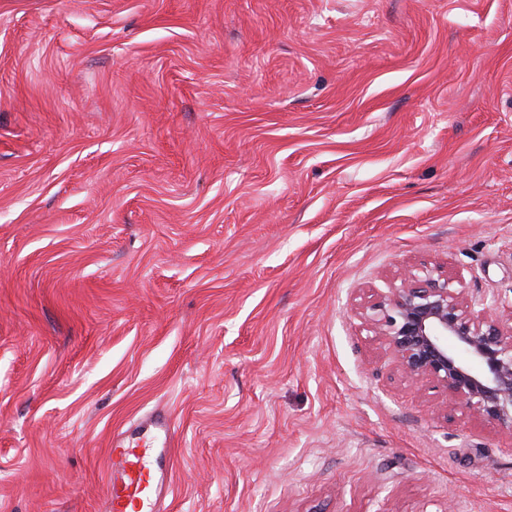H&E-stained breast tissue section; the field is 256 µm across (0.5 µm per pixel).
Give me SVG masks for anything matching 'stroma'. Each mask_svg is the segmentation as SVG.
Instances as JSON below:
<instances>
[{"mask_svg": "<svg viewBox=\"0 0 512 512\" xmlns=\"http://www.w3.org/2000/svg\"><path fill=\"white\" fill-rule=\"evenodd\" d=\"M512 305V0H0V512H512V431L361 314ZM140 434L142 437L137 436ZM171 437L168 417L158 414L142 426L141 433L112 439L109 451L112 478L105 495V511H167L163 499L166 474L158 466L157 448H169Z\"/></svg>", "mask_w": 512, "mask_h": 512, "instance_id": "obj_1", "label": "stroma"}]
</instances>
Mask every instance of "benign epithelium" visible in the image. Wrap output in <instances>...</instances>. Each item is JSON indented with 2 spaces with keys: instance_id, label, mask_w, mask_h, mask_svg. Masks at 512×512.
<instances>
[{
  "instance_id": "1",
  "label": "benign epithelium",
  "mask_w": 512,
  "mask_h": 512,
  "mask_svg": "<svg viewBox=\"0 0 512 512\" xmlns=\"http://www.w3.org/2000/svg\"><path fill=\"white\" fill-rule=\"evenodd\" d=\"M493 304L424 265L363 319L406 378L434 380L472 416L512 431V311Z\"/></svg>"
}]
</instances>
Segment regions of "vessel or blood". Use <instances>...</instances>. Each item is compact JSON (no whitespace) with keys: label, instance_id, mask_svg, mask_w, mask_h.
I'll return each mask as SVG.
<instances>
[{"label":"vessel or blood","instance_id":"1","mask_svg":"<svg viewBox=\"0 0 512 512\" xmlns=\"http://www.w3.org/2000/svg\"><path fill=\"white\" fill-rule=\"evenodd\" d=\"M171 437L168 417L159 414L143 425L140 434L113 438L106 512H167L163 499L166 474L155 454L169 447Z\"/></svg>","mask_w":512,"mask_h":512}]
</instances>
